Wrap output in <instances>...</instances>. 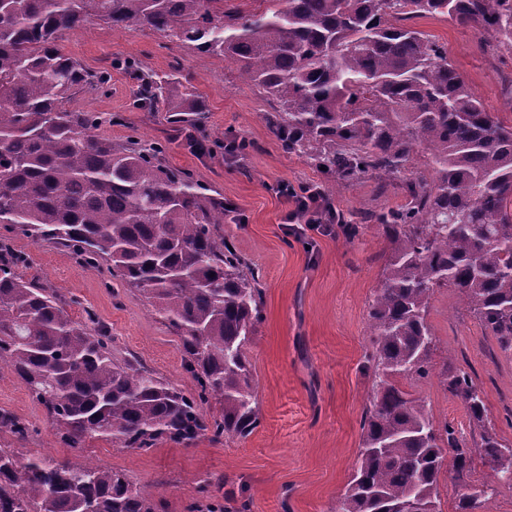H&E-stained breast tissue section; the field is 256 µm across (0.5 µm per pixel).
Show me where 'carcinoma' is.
Segmentation results:
<instances>
[{
  "mask_svg": "<svg viewBox=\"0 0 512 512\" xmlns=\"http://www.w3.org/2000/svg\"><path fill=\"white\" fill-rule=\"evenodd\" d=\"M0 0V224L112 264L180 335L200 392L187 395L111 338L71 317L53 288L21 280L20 254H0V362L23 380L68 447L103 439L150 451L206 432L245 437L260 423L248 348L260 322L259 276L210 227L224 198L163 165L157 142H113L94 112L65 102L101 88L57 41L99 19L114 31L149 28L238 64L240 76L277 102L265 121L288 154L330 183L326 200L364 175L403 202L370 211L390 245L368 310L373 399L361 424L360 465L336 512H440L442 449L459 512L488 505L512 475V445L486 423L484 393L465 368L443 363L439 383L480 428L461 445L403 387L434 372L427 320L437 288L512 352V125L488 112L434 37L405 24L446 16L512 48V0ZM139 101L163 87L133 65ZM174 123L205 132L206 107L187 89L165 101ZM425 152L423 167L415 166ZM220 400L219 417L201 412ZM0 432L19 441L27 421L0 412ZM490 478L468 481L474 457ZM487 498L478 500V492ZM0 512H157L151 493L118 470L48 456L25 460L0 448Z\"/></svg>",
  "mask_w": 512,
  "mask_h": 512,
  "instance_id": "obj_1",
  "label": "carcinoma"
}]
</instances>
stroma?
Instances as JSON below:
<instances>
[{"instance_id":"stroma-1","label":"stroma","mask_w":512,"mask_h":512,"mask_svg":"<svg viewBox=\"0 0 512 512\" xmlns=\"http://www.w3.org/2000/svg\"><path fill=\"white\" fill-rule=\"evenodd\" d=\"M411 24L444 44L487 110L512 124L511 49L485 50L477 31L445 16L415 18ZM58 46L86 70L110 75L103 89L73 91L68 109L100 114V137L162 143L166 165L223 196L228 213L214 231L260 272L263 318L249 356L261 421L244 438L208 433L149 452L92 440L76 451L56 436L29 388L4 368L0 411L26 420L33 434L20 446L0 434V448L16 447L23 459H90L123 471L154 495L159 512H203L211 502L237 512L244 501L249 512H333L357 467L361 423L372 394L362 365L370 345L368 304L383 278L387 243L381 229L365 224L351 241L338 231H311L302 239L287 234L283 218L290 203L277 194V185H311L323 176L306 158L281 149L264 120L271 104L232 63L148 29L116 32L100 20L64 32ZM127 59L139 62L158 83L175 77L196 92L207 107L206 152L190 148L164 103L149 110L139 105L137 82L120 67ZM234 137L249 142L244 156L225 154V140ZM401 202L398 195L380 194L377 180L368 176L333 199L337 209L355 218ZM0 247L25 254L18 275L57 290L75 319H94L111 336L117 356L135 357L184 393H197L178 335L143 296L113 276L108 262L85 265L67 249L34 241L10 224H0ZM428 321L436 358L472 375L484 392L489 421L502 441L512 444V353L502 352L463 312L453 289L434 292ZM407 390L436 420L448 421L459 438L477 437L464 405L437 377Z\"/></svg>"}]
</instances>
